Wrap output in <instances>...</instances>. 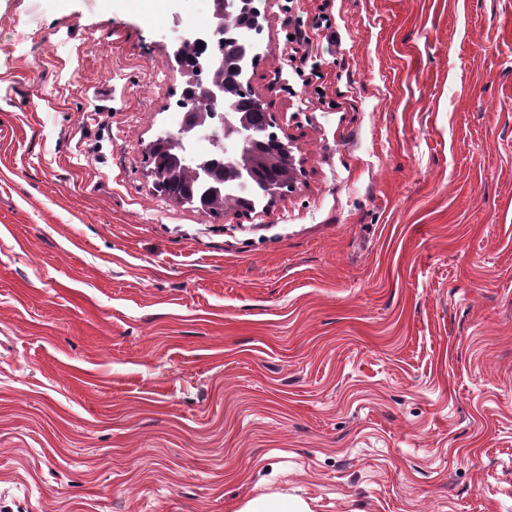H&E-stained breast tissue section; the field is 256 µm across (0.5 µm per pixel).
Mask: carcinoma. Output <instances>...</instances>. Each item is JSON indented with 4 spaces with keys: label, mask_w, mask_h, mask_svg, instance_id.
Masks as SVG:
<instances>
[{
    "label": "carcinoma",
    "mask_w": 512,
    "mask_h": 512,
    "mask_svg": "<svg viewBox=\"0 0 512 512\" xmlns=\"http://www.w3.org/2000/svg\"><path fill=\"white\" fill-rule=\"evenodd\" d=\"M260 17L254 0H234V6L224 14L223 33L201 48L184 44L179 54L181 65L189 70L188 77L197 82H212L219 77L224 80V107L235 117L233 124L224 126V143L236 145L234 152L224 157V180L234 178L236 183L219 184L196 165L185 162L182 140L170 137L154 142L151 148L154 169L168 173L156 183L159 193L204 212L251 211L256 196L265 192V186L283 184L290 179L292 151L281 137L264 132L247 143L241 141L244 127L261 130L271 118L241 81L247 67L255 65L258 59L256 36L262 32ZM246 30L253 39L242 38ZM220 57L224 58V70L219 72L212 61Z\"/></svg>",
    "instance_id": "carcinoma-1"
}]
</instances>
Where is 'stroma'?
Returning a JSON list of instances; mask_svg holds the SVG:
<instances>
[{"mask_svg": "<svg viewBox=\"0 0 512 512\" xmlns=\"http://www.w3.org/2000/svg\"><path fill=\"white\" fill-rule=\"evenodd\" d=\"M257 6L304 174L206 213L149 145L207 0H0V512H512V0ZM294 39L292 41H295L302 49V53L299 54L298 48H293V55L290 57V62H299L298 65H295V71L298 75L305 74V70L309 67V74H313V70L315 68V62H313L314 56L312 54V51L309 49V46L311 44L310 39L307 34L306 30V23L296 21L293 24V33ZM237 512H309L307 504L299 499H288L280 494H264L248 500Z\"/></svg>", "mask_w": 512, "mask_h": 512, "instance_id": "stroma-1", "label": "stroma"}]
</instances>
